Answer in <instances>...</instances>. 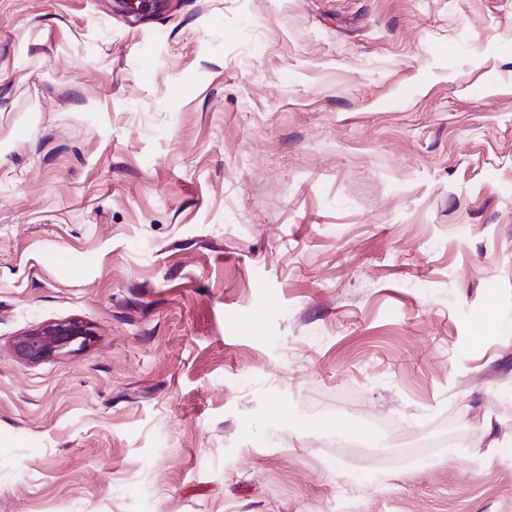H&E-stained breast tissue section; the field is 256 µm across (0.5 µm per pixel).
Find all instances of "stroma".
Returning <instances> with one entry per match:
<instances>
[{
	"mask_svg": "<svg viewBox=\"0 0 512 512\" xmlns=\"http://www.w3.org/2000/svg\"><path fill=\"white\" fill-rule=\"evenodd\" d=\"M487 419L512 0H0V512H512ZM90 336L76 321L49 322L20 336L15 342V351L21 358L38 363L84 348Z\"/></svg>",
	"mask_w": 512,
	"mask_h": 512,
	"instance_id": "obj_1",
	"label": "stroma"
}]
</instances>
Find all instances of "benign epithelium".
Wrapping results in <instances>:
<instances>
[{
	"label": "benign epithelium",
	"instance_id": "7a95c632",
	"mask_svg": "<svg viewBox=\"0 0 512 512\" xmlns=\"http://www.w3.org/2000/svg\"><path fill=\"white\" fill-rule=\"evenodd\" d=\"M155 0H123L130 17L141 19ZM90 340V332L76 321L49 322L20 336L15 351L23 359L38 363L54 356L77 351Z\"/></svg>",
	"mask_w": 512,
	"mask_h": 512
}]
</instances>
